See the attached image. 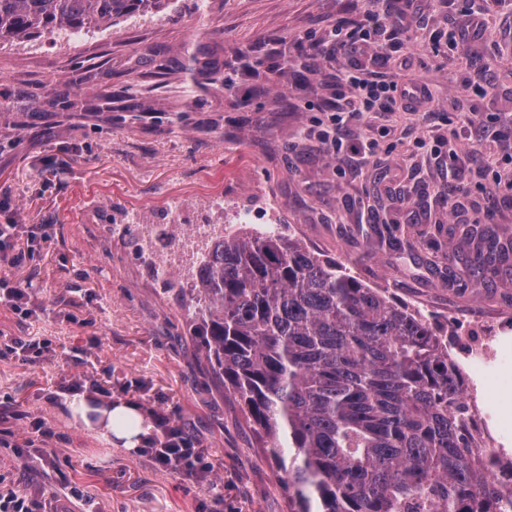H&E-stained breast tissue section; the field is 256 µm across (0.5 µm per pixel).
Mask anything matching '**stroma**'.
I'll use <instances>...</instances> for the list:
<instances>
[{"instance_id": "stroma-1", "label": "stroma", "mask_w": 512, "mask_h": 512, "mask_svg": "<svg viewBox=\"0 0 512 512\" xmlns=\"http://www.w3.org/2000/svg\"><path fill=\"white\" fill-rule=\"evenodd\" d=\"M370 4L164 0L149 24L133 15L86 29L67 54L48 34L32 40L31 56L23 42L0 43V142L16 143L0 153V191L15 201L0 224H43L48 234L31 264L10 272L32 280L37 314L25 319L0 303V335L51 344L34 363L0 351V493L29 499L37 512H288L286 476L239 401L220 390L191 337L189 302L150 286L135 257L89 223L258 186L298 225L296 242L395 302H424L449 354H467L482 323L500 321L498 359L477 391L509 429L494 454L512 467V192H491L494 178H512V0H493L483 25L455 46L448 33L460 0H383L412 26L408 49L389 60L375 38L349 49L331 38ZM304 45L316 48L306 69ZM188 46L202 47L205 72L180 68ZM244 48L249 66L225 87L224 71ZM348 65L429 96L348 120L333 157L319 132L336 105V72ZM48 80L116 97L132 81L147 109L75 127L43 98ZM462 112L480 113L461 136L483 149L452 167L437 138ZM371 137L382 149L367 158ZM452 183L468 187L453 204L442 194ZM472 228L493 233L506 252L480 272L463 238ZM79 376L108 382L109 401L143 411L162 397L204 448L210 483L159 470L89 429L64 404L63 384ZM33 420L47 437H30Z\"/></svg>"}]
</instances>
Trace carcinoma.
I'll return each instance as SVG.
<instances>
[{
  "instance_id": "1",
  "label": "carcinoma",
  "mask_w": 512,
  "mask_h": 512,
  "mask_svg": "<svg viewBox=\"0 0 512 512\" xmlns=\"http://www.w3.org/2000/svg\"><path fill=\"white\" fill-rule=\"evenodd\" d=\"M163 0H0V41L145 13ZM66 118L73 104L43 86ZM84 112L112 111V95ZM200 346L288 479L291 512H497L448 349L422 317L279 236L216 242L197 273Z\"/></svg>"
}]
</instances>
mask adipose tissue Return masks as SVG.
<instances>
[{"mask_svg":"<svg viewBox=\"0 0 512 512\" xmlns=\"http://www.w3.org/2000/svg\"><path fill=\"white\" fill-rule=\"evenodd\" d=\"M68 406L85 416L97 415L104 435L115 437L124 448L133 450L141 444L146 427L145 418L137 406L123 401L94 406L87 399L77 397L69 399Z\"/></svg>","mask_w":512,"mask_h":512,"instance_id":"ef3b65f1","label":"adipose tissue"}]
</instances>
